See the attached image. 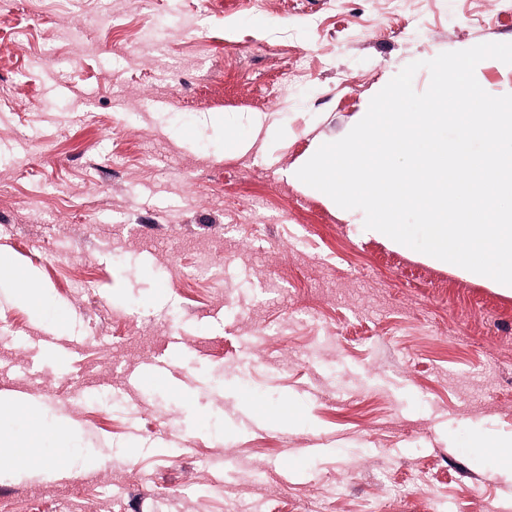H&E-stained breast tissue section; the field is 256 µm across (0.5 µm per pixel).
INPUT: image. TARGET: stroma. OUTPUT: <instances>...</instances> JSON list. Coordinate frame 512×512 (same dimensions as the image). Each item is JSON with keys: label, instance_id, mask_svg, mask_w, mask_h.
Here are the masks:
<instances>
[{"label": "stroma", "instance_id": "35a3bbf8", "mask_svg": "<svg viewBox=\"0 0 512 512\" xmlns=\"http://www.w3.org/2000/svg\"><path fill=\"white\" fill-rule=\"evenodd\" d=\"M487 42L512 0H0V249L43 302L0 282V396L69 450L0 466V512H512V297L284 175ZM251 114L289 133L240 156Z\"/></svg>", "mask_w": 512, "mask_h": 512}]
</instances>
